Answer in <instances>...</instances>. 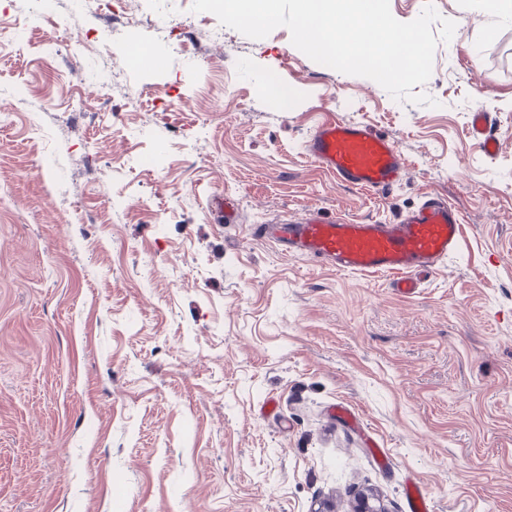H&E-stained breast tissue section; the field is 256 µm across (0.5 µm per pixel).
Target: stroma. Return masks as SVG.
<instances>
[{
    "instance_id": "obj_1",
    "label": "stroma",
    "mask_w": 512,
    "mask_h": 512,
    "mask_svg": "<svg viewBox=\"0 0 512 512\" xmlns=\"http://www.w3.org/2000/svg\"><path fill=\"white\" fill-rule=\"evenodd\" d=\"M429 1L456 23L433 107L312 61L284 27L213 42L192 0L35 19L0 0L30 21L0 53V104L29 102L0 121V512H406L410 479L434 512H512V0L389 4L409 22ZM104 49L111 87L80 85ZM328 116L393 138L405 181L361 191L308 160ZM430 193L461 234L412 299L251 231L310 208L389 222ZM224 195L240 223L209 209ZM270 398L288 428L260 415ZM470 133L479 150L492 156L498 149V140L491 134L489 116L486 112L475 110L471 115Z\"/></svg>"
}]
</instances>
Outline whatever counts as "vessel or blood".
I'll return each mask as SVG.
<instances>
[{
	"instance_id": "vessel-or-blood-1",
	"label": "vessel or blood",
	"mask_w": 512,
	"mask_h": 512,
	"mask_svg": "<svg viewBox=\"0 0 512 512\" xmlns=\"http://www.w3.org/2000/svg\"><path fill=\"white\" fill-rule=\"evenodd\" d=\"M470 133L486 155L497 151L487 113H472ZM304 150L311 162L350 188L386 191L404 180L406 166L395 141L358 122L318 123ZM460 224L458 210L446 198L430 194L391 223L354 224L313 209L298 218L254 225L253 232L286 256L309 258L340 273L389 276L395 292L409 298L455 251ZM405 495L407 512H433L418 482H407Z\"/></svg>"
}]
</instances>
